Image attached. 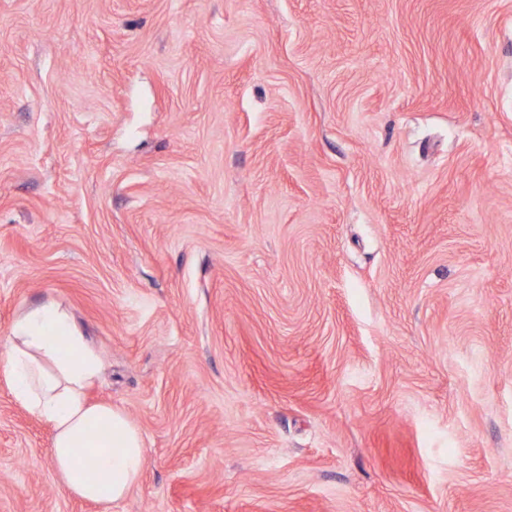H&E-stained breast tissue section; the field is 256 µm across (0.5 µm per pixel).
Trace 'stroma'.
Wrapping results in <instances>:
<instances>
[{
  "mask_svg": "<svg viewBox=\"0 0 512 512\" xmlns=\"http://www.w3.org/2000/svg\"><path fill=\"white\" fill-rule=\"evenodd\" d=\"M68 310L144 439L0 512H512V0H0V337Z\"/></svg>",
  "mask_w": 512,
  "mask_h": 512,
  "instance_id": "stroma-1",
  "label": "stroma"
}]
</instances>
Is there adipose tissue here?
<instances>
[{
    "instance_id": "adipose-tissue-1",
    "label": "adipose tissue",
    "mask_w": 512,
    "mask_h": 512,
    "mask_svg": "<svg viewBox=\"0 0 512 512\" xmlns=\"http://www.w3.org/2000/svg\"><path fill=\"white\" fill-rule=\"evenodd\" d=\"M100 362L69 313L54 302L29 307L0 344V376L17 402L52 429L55 469L73 495L101 503L123 500L145 465L140 432L124 412L86 396ZM96 459L95 474L83 469Z\"/></svg>"
}]
</instances>
